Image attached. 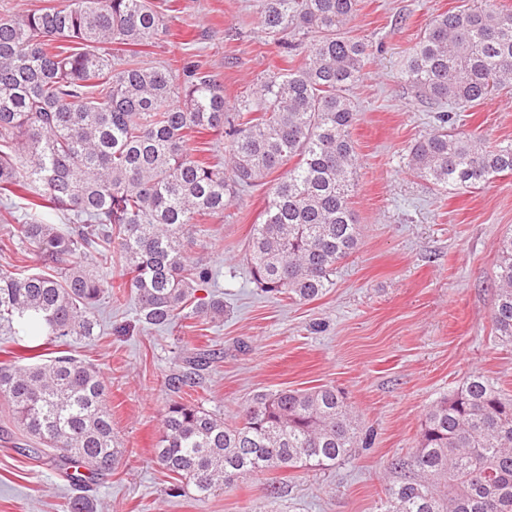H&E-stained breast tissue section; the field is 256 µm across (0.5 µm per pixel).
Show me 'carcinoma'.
<instances>
[{"instance_id":"obj_1","label":"carcinoma","mask_w":512,"mask_h":512,"mask_svg":"<svg viewBox=\"0 0 512 512\" xmlns=\"http://www.w3.org/2000/svg\"><path fill=\"white\" fill-rule=\"evenodd\" d=\"M359 0H257L260 23L286 56L290 32L315 35L299 66L279 69L259 88L263 112L244 108L224 127V87L199 69L143 66L119 52L152 44L164 27L150 0H62L37 12L0 14V199L25 222L0 240L53 264L57 275L0 271V334L19 325L38 342L91 337L96 307L112 280L78 262L117 249L139 320L152 328L175 317L214 322L224 301L196 296L213 270L191 260L194 225L224 215L235 190L281 170L261 222L252 225L254 282L265 292L311 301L336 264L358 247L350 207L351 130L347 92L361 79L370 45L344 32ZM404 82L438 109L437 131L418 141L410 165L434 186L475 188L512 174V140L494 147L456 131L466 107L512 87V10L477 7L435 16L411 49ZM226 136L219 167L189 154L192 134ZM73 227L55 224L60 214ZM493 323L512 338V234L498 242ZM220 353L200 349L166 381L180 394ZM0 397L17 428L80 494L69 512H94L87 481L122 456L105 381L96 367L57 355L20 366L0 363ZM364 438L343 394L330 386L256 398L242 421L184 400L168 404L154 448L157 465L204 502L256 473L330 469ZM394 469L377 512H512V400L475 372L434 403L418 446Z\"/></svg>"}]
</instances>
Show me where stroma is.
Wrapping results in <instances>:
<instances>
[{
    "label": "stroma",
    "instance_id": "stroma-1",
    "mask_svg": "<svg viewBox=\"0 0 512 512\" xmlns=\"http://www.w3.org/2000/svg\"><path fill=\"white\" fill-rule=\"evenodd\" d=\"M478 0H359L349 36L372 49L351 92L357 121L351 206L359 245L340 261L326 291L312 301L266 294L247 263L249 233L267 200L259 185L230 197L224 214L197 226L191 256L212 266L200 297L224 301V317L163 329L137 319L131 290L102 298L94 339L71 338L72 358L102 373L112 427L123 454L89 494L97 512H376L397 480L394 459L414 452L425 412L475 371L512 398V341L499 335L498 242L512 231V174L476 188L444 191L409 166L412 146L436 128L430 105L401 79L429 20ZM195 61L224 86L228 116L256 109V90L285 67L259 20L255 0H174L167 28L141 54L145 65ZM463 133L493 146L512 140V89L467 108ZM196 348L224 356L192 393L225 423L260 394L281 389L340 390L358 427L372 434L336 468H298L247 476L206 502L191 490L172 495L153 448L172 398L165 387L182 356ZM26 442L0 399V512H68L73 487L48 459L25 456Z\"/></svg>",
    "mask_w": 512,
    "mask_h": 512
}]
</instances>
